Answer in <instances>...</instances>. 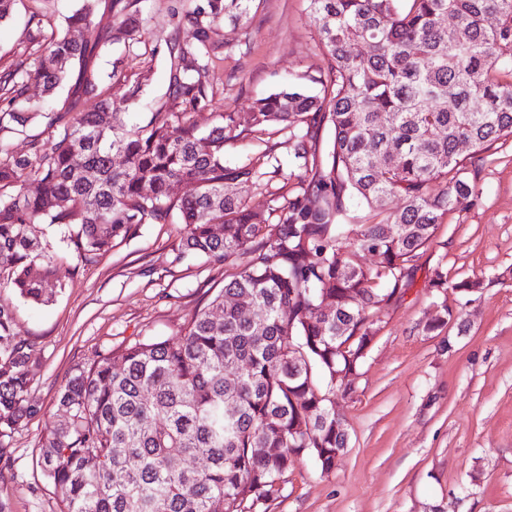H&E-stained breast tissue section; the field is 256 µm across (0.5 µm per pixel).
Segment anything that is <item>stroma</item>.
Listing matches in <instances>:
<instances>
[{"label": "stroma", "instance_id": "1", "mask_svg": "<svg viewBox=\"0 0 512 512\" xmlns=\"http://www.w3.org/2000/svg\"><path fill=\"white\" fill-rule=\"evenodd\" d=\"M182 0H140L138 40L116 35L98 61L112 75V93L140 81L144 93L127 126L147 121L167 90L165 38ZM78 0H17L0 22V71L31 68ZM306 0H261L245 27L215 25V101L248 111L254 98L287 79L326 69L316 48ZM232 52H224V44ZM38 104L23 133L0 131L19 154L45 145L58 129L46 116L63 112L66 90L47 95L29 84ZM471 210L440 224L418 261L415 283L378 314L379 331L351 392L337 391L349 444L327 473L302 461L267 512H512V141L498 145L483 167ZM179 222L143 225L79 269L62 268L63 287L37 305L0 287L15 333L34 347L31 394L40 415L7 440L0 501L8 512H54L52 485L35 455L56 418L58 390L98 353L136 339L176 337L181 326L224 286L227 265L202 256L178 257ZM449 281L481 280L464 295L434 293L435 269ZM455 314L440 334L424 331L436 308Z\"/></svg>", "mask_w": 512, "mask_h": 512}]
</instances>
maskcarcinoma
I'll list each match as a JSON object with an SVG mask.
<instances>
[{
    "mask_svg": "<svg viewBox=\"0 0 512 512\" xmlns=\"http://www.w3.org/2000/svg\"><path fill=\"white\" fill-rule=\"evenodd\" d=\"M255 2L184 0L165 39L166 98L133 128L123 116L141 82L117 98L95 68L112 32L93 21L98 0H83L34 68L0 74L10 95L0 130L26 127L31 81L47 92L70 82L73 114L27 155L0 141V286L34 304L62 287L40 224L73 244L78 265L173 217L185 229L179 255L236 262L177 338L100 353L60 389L64 420L36 456L55 512H264L304 458L335 469L348 447L336 376L360 371L377 313L413 287L439 224L477 202L476 161L512 140V0H308L327 69L244 114L218 112L215 22L244 25ZM137 4H107L130 43ZM207 109L204 131L191 113ZM272 125L288 131V171L278 163L261 181L270 146L225 163L226 144L261 142ZM277 176L288 189L269 192L271 222L256 224L237 186L266 189ZM431 287L468 294L481 283L450 285L437 268ZM33 352L0 304V439L42 412Z\"/></svg>",
    "mask_w": 512,
    "mask_h": 512,
    "instance_id": "cac0c4a2",
    "label": "carcinoma"
}]
</instances>
